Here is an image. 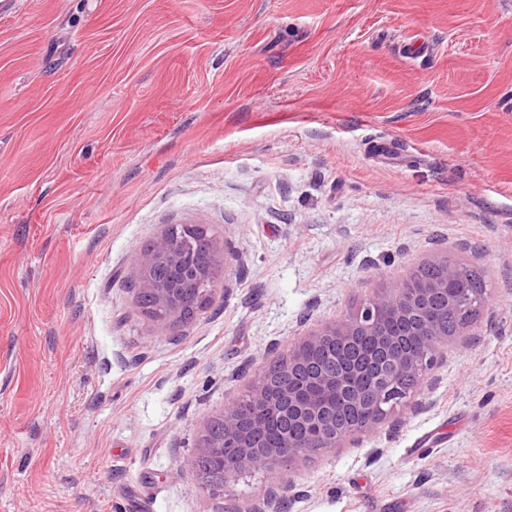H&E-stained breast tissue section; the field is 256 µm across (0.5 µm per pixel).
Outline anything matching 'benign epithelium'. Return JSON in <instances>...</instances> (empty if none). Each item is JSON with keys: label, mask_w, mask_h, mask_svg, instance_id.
Instances as JSON below:
<instances>
[{"label": "benign epithelium", "mask_w": 512, "mask_h": 512, "mask_svg": "<svg viewBox=\"0 0 512 512\" xmlns=\"http://www.w3.org/2000/svg\"><path fill=\"white\" fill-rule=\"evenodd\" d=\"M199 225L172 224L157 237L129 273L137 292L148 293L163 316H152L162 332L177 336L184 319V281H162L154 270L191 272L202 282L216 269L197 271L191 252ZM435 268L426 288H408L400 281L387 293L361 304L347 319L326 326L288 348L283 358L266 368L275 374L255 386L242 400L225 405L221 430L205 429L197 457L215 463L219 483H202L214 497L224 485L245 472L270 475L266 497L247 512H278L280 491L299 458L334 448L352 437L372 435L387 419L423 409L414 393L435 383L431 370L448 340L461 335L448 317L466 311L465 327L488 303L485 294L467 288L469 267L445 254L423 262ZM281 424V441L261 443L266 426Z\"/></svg>", "instance_id": "1"}]
</instances>
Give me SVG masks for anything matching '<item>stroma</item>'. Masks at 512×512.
Listing matches in <instances>:
<instances>
[{"mask_svg":"<svg viewBox=\"0 0 512 512\" xmlns=\"http://www.w3.org/2000/svg\"><path fill=\"white\" fill-rule=\"evenodd\" d=\"M171 224L236 252L174 339L127 278ZM440 252L485 276L479 342H449L427 412L299 459L288 512H512V0H21L0 17V512L261 500V471L202 490L204 427L269 344Z\"/></svg>","mask_w":512,"mask_h":512,"instance_id":"stroma-1","label":"stroma"}]
</instances>
